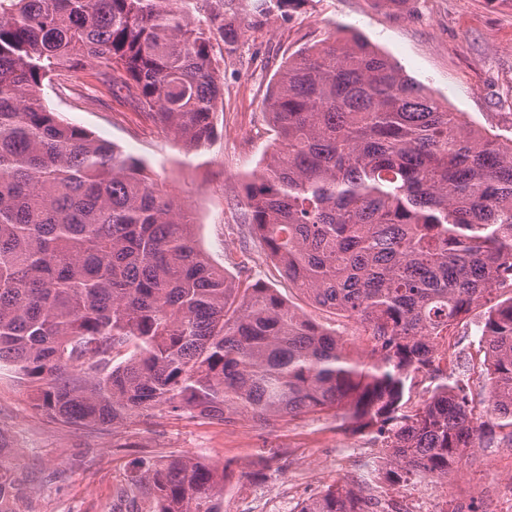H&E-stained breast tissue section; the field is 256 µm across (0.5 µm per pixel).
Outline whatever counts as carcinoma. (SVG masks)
Segmentation results:
<instances>
[{
  "label": "carcinoma",
  "mask_w": 512,
  "mask_h": 512,
  "mask_svg": "<svg viewBox=\"0 0 512 512\" xmlns=\"http://www.w3.org/2000/svg\"><path fill=\"white\" fill-rule=\"evenodd\" d=\"M301 2L0 0V362L81 427L159 407L225 422L339 412L381 439L383 463L297 512H373L363 486L446 479L486 431L512 429V140L469 128L356 34L288 60L244 223L291 287L364 328L354 353L276 289L211 263L146 161L41 94L89 66L198 150L222 97L203 5L231 52L245 19ZM478 306L481 423L435 345ZM420 374L435 385L412 403ZM224 475L188 456L137 461L126 485L146 507L131 512H222ZM19 482L0 466V512H23Z\"/></svg>",
  "instance_id": "carcinoma-1"
}]
</instances>
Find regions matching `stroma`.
<instances>
[{
  "instance_id": "obj_1",
  "label": "stroma",
  "mask_w": 512,
  "mask_h": 512,
  "mask_svg": "<svg viewBox=\"0 0 512 512\" xmlns=\"http://www.w3.org/2000/svg\"><path fill=\"white\" fill-rule=\"evenodd\" d=\"M338 26L361 34L470 128L512 139V0H408L400 10L382 0H303L288 16L240 28L231 53L219 27H212L223 98L214 139L196 151L114 97L90 67L52 80L42 94L64 121L146 159L157 183L191 209L196 243L213 264L276 288L319 324L341 332L350 348L362 349L367 341L360 325L306 304L289 288L251 243L237 206L241 184L274 142L268 89L290 55ZM482 315L475 308L451 329L459 362L471 365L464 382L478 418L486 396L476 328ZM0 437L10 450L5 466L22 480L24 512H121L114 491L134 461L186 453L227 464L224 512H278L281 500L295 508L336 481L355 482L379 456L371 435L350 433L330 414L227 424L156 410L94 429L70 425L35 406L28 378L9 362H0ZM447 483L442 489L412 481L398 489L380 482L367 494L397 510L413 499L422 512H469L473 505L496 512L512 498V434L497 432L493 445L476 448Z\"/></svg>"
}]
</instances>
